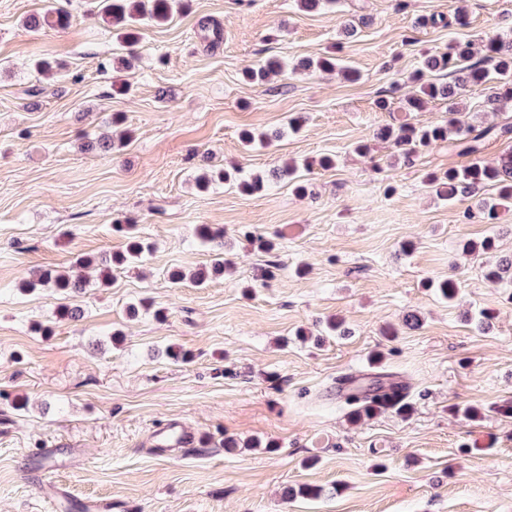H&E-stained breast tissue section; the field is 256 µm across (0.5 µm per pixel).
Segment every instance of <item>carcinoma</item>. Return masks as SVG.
Returning a JSON list of instances; mask_svg holds the SVG:
<instances>
[{
	"instance_id": "1",
	"label": "carcinoma",
	"mask_w": 512,
	"mask_h": 512,
	"mask_svg": "<svg viewBox=\"0 0 512 512\" xmlns=\"http://www.w3.org/2000/svg\"><path fill=\"white\" fill-rule=\"evenodd\" d=\"M176 0H99L103 18L120 29L126 28L133 19H148L155 23L168 20ZM70 15L66 9L54 0H49L44 9L30 14L26 25L33 29L46 26L66 27ZM300 66L325 72L337 71L344 78L354 80L357 74L344 59L334 55H321L301 61ZM284 65L277 59H268L246 72L251 82H263L272 73L283 70ZM496 76L499 88L490 93L486 104L497 110L505 100L512 101V38L495 36L484 45L483 52L474 50L469 41H457L448 46V51L432 55L424 61V69H419L412 76L415 90L404 99V108L409 111L420 109L429 99H445L450 102L460 97L466 87L482 85ZM452 118L445 125L413 126L408 123L397 127L384 126L380 129V137L393 143L397 150V159L406 165L414 163L420 151L432 146L454 142L462 147V152L476 155L482 152L485 142L491 138L509 140L512 138V124L492 125L481 130L457 118L459 110L449 107ZM297 166L287 164L281 170L272 173L273 177H286L293 191L301 195L307 191V185L296 176ZM217 181L234 182L244 192H254L263 188L264 179L259 174H245L240 170L232 172L224 170L214 174H203L196 182L200 189L206 190ZM428 184L440 196L448 199H466L475 196L483 188L492 186L497 189L496 196L482 202V211L488 218L504 207L512 206V151L503 155L498 164L488 165L479 160L461 169H450L442 175H432ZM117 231L126 234L127 244L122 252L103 255L96 260L89 256H80L74 265L66 271L44 270L31 280L21 285V291L31 293L39 288H50L61 295L80 292L87 286L84 270L98 267L99 282L108 285L114 280V271L123 269L137 262L144 252L143 244L131 233L129 224H114ZM495 246L494 239L485 238L481 241L467 240L461 244L462 251L479 256ZM224 269V258L215 254L210 267L200 268L190 274L176 269L169 273L171 283L178 285L189 279L202 284L210 276ZM487 281L498 284L512 280V259H502L493 267L483 269ZM352 407L350 417L359 418L388 408L396 409L399 414L409 410L404 398L385 401L381 396H365L362 398H345L339 407Z\"/></svg>"
}]
</instances>
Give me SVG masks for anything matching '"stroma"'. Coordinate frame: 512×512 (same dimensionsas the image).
I'll use <instances>...</instances> for the list:
<instances>
[{
	"label": "stroma",
	"mask_w": 512,
	"mask_h": 512,
	"mask_svg": "<svg viewBox=\"0 0 512 512\" xmlns=\"http://www.w3.org/2000/svg\"><path fill=\"white\" fill-rule=\"evenodd\" d=\"M93 2L67 0V28L31 30L23 21L42 0H0V512L92 502L108 512H512V283L481 276L483 261L512 256V209L490 219L431 194L426 174L470 162L447 144L407 166L375 136L445 124L447 101L419 112L376 101L452 41L512 36V0H339L332 13L296 0H189L167 24L138 26L128 71L114 69L122 49ZM461 10L463 26L421 23ZM358 17L366 25L346 34ZM329 51L358 79L291 68L243 78L269 57L291 65ZM43 57L62 65L61 79L35 70ZM112 117L131 131L128 145L88 150ZM252 128L272 145L245 149ZM360 141L368 153L355 152ZM326 153L336 166L314 165L304 197L284 180L251 195L195 185L208 155L267 174ZM118 221L136 224L149 249L115 286L74 297L83 320L58 321L51 291L18 292L27 272L123 250ZM200 224L224 231L234 268L202 287L172 285L170 270L211 262ZM249 230L275 249L258 250ZM486 237L497 248L485 260L461 253ZM448 278L455 301L424 286ZM143 298L162 317L129 318ZM481 309L494 316L486 333L465 319ZM414 310L420 329L384 335ZM331 316L351 336L315 340L316 321ZM376 356L407 383L411 410L351 422L336 410V379L369 373ZM14 397L27 408L10 407ZM468 406L482 417H466ZM174 420L201 445L154 453L155 432ZM229 437L262 445L230 451ZM48 448L50 470L38 465ZM304 485L321 497L283 502L285 487Z\"/></svg>",
	"instance_id": "stroma-1"
}]
</instances>
